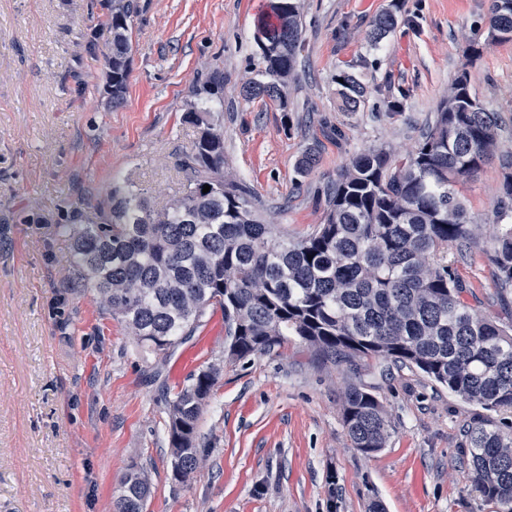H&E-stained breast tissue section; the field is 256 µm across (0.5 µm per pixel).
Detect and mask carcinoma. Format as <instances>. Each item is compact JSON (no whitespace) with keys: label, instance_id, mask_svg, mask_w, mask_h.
Masks as SVG:
<instances>
[{"label":"carcinoma","instance_id":"carcinoma-1","mask_svg":"<svg viewBox=\"0 0 512 512\" xmlns=\"http://www.w3.org/2000/svg\"><path fill=\"white\" fill-rule=\"evenodd\" d=\"M300 0H271L256 34L263 81L243 85L244 99L287 104L288 80L302 43ZM132 0H112L104 92L124 101L130 72ZM489 44L512 41V0H489ZM397 27L391 13L368 34L378 43ZM343 110L360 111L365 88L346 70ZM224 73L193 87L187 119L198 128L184 191L161 210L128 183L112 185L101 221L63 224L71 243L73 280L94 293L138 344L157 354L195 335L208 311L220 309L228 355L246 360L294 336L328 363L369 357L419 370L430 381L487 412L512 414V335L477 316L454 265L479 247L457 186L501 147L498 113L470 88L468 72L453 80L415 148L395 156L373 147L352 156L327 189L324 222L290 238L261 222L248 187L224 169L221 104ZM210 186L207 193L204 186ZM493 244L495 286L512 288V173L503 176ZM218 370L190 375L169 406L172 477L185 483L201 461L197 424ZM341 416L352 447H385L390 421L365 385L343 392ZM467 455L477 491L512 512V425L490 419L467 431ZM150 486L130 467L115 512H145Z\"/></svg>","mask_w":512,"mask_h":512}]
</instances>
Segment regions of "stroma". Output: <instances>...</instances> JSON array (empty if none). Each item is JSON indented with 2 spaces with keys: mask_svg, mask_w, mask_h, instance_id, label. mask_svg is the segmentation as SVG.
Returning <instances> with one entry per match:
<instances>
[{
  "mask_svg": "<svg viewBox=\"0 0 512 512\" xmlns=\"http://www.w3.org/2000/svg\"><path fill=\"white\" fill-rule=\"evenodd\" d=\"M121 107L104 92L102 30L112 0H0V512H113L131 464L148 473L147 512H497L476 491L464 430L481 415L416 370L377 359L319 362L296 339L235 361L221 311L194 337L142 349L93 293L71 288L60 225L94 220L112 184L131 180L163 206L183 181L195 128L192 87L224 73L226 167L261 215L300 236L323 223L325 189L357 152H410L423 122L467 70L473 93L512 140V42L469 45L488 0H302L304 42L287 108L245 101L262 59L254 20L269 0H134ZM398 18L381 43L367 35ZM357 73L363 111H342L334 76ZM402 103L388 110V101ZM318 162L297 163L306 148ZM504 174L493 156L461 188L480 246L455 266L481 317L512 325V291L489 259ZM221 375L198 423L203 462L172 479L168 403L191 374ZM385 405L391 434L366 456L341 420L349 379Z\"/></svg>",
  "mask_w": 512,
  "mask_h": 512,
  "instance_id": "1",
  "label": "stroma"
}]
</instances>
